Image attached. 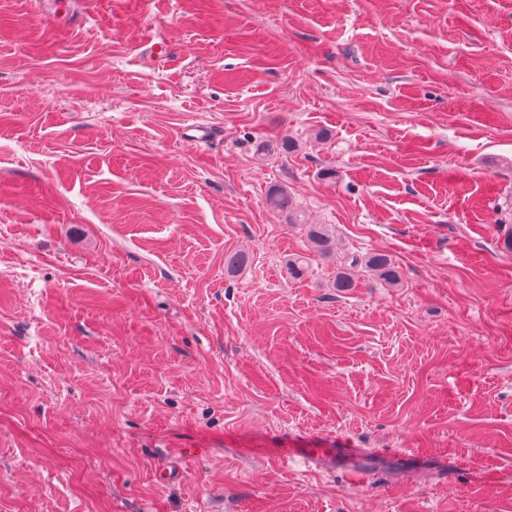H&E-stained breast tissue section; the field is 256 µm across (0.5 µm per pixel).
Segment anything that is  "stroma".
Wrapping results in <instances>:
<instances>
[{
  "label": "stroma",
  "instance_id": "35a3bbf8",
  "mask_svg": "<svg viewBox=\"0 0 512 512\" xmlns=\"http://www.w3.org/2000/svg\"><path fill=\"white\" fill-rule=\"evenodd\" d=\"M0 512H512V0H0ZM266 201L273 209L287 211L289 223L303 224V214L296 206H294L293 200L288 195L287 190L281 187L272 189L267 195ZM308 240L311 247L317 252L329 255L334 249V236L325 225H311L308 229ZM364 265L380 280L395 286L401 282V272L392 259L383 253H372L364 257ZM376 455L377 451L374 448H342L333 444L288 449V459H298L305 464L322 468L336 466L337 460L344 461L349 466V470L355 474H361V463Z\"/></svg>",
  "mask_w": 512,
  "mask_h": 512
}]
</instances>
